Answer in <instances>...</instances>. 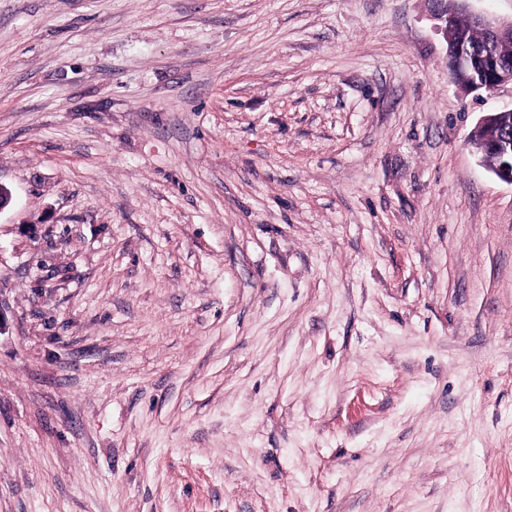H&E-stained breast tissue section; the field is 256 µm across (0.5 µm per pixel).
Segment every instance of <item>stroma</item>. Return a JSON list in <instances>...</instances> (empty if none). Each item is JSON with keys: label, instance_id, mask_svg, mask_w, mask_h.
Wrapping results in <instances>:
<instances>
[{"label": "stroma", "instance_id": "stroma-1", "mask_svg": "<svg viewBox=\"0 0 512 512\" xmlns=\"http://www.w3.org/2000/svg\"><path fill=\"white\" fill-rule=\"evenodd\" d=\"M427 0H0V512H512V185Z\"/></svg>", "mask_w": 512, "mask_h": 512}]
</instances>
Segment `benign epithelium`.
<instances>
[{
    "mask_svg": "<svg viewBox=\"0 0 512 512\" xmlns=\"http://www.w3.org/2000/svg\"><path fill=\"white\" fill-rule=\"evenodd\" d=\"M457 0H428L432 14L442 22L441 30L448 47V68L455 84L465 92L484 90L492 93L512 85V57L504 48L512 44V19L505 21L487 14L472 13L471 28L480 33L477 40L468 37L457 25ZM512 107L490 112L478 128L496 131L492 138L470 139L481 158H492L490 170L503 182L512 185Z\"/></svg>",
    "mask_w": 512,
    "mask_h": 512,
    "instance_id": "1",
    "label": "benign epithelium"
}]
</instances>
